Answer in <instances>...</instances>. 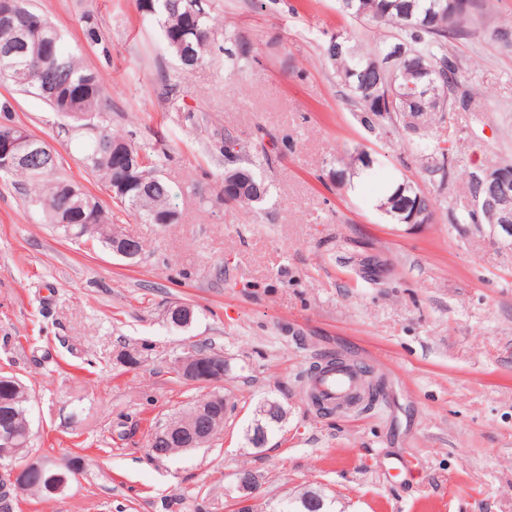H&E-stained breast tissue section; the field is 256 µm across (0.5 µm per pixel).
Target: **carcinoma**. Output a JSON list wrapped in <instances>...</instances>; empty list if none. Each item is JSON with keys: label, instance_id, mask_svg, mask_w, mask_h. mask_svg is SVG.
<instances>
[{"label": "carcinoma", "instance_id": "cac0c4a2", "mask_svg": "<svg viewBox=\"0 0 512 512\" xmlns=\"http://www.w3.org/2000/svg\"><path fill=\"white\" fill-rule=\"evenodd\" d=\"M11 10L27 17L29 30L20 34L14 26L0 23V82L9 84L22 94L44 101L64 118V125L80 127L71 134L60 130L57 135L78 140L85 167L98 176L105 189L112 190V177L118 174L112 164V140L106 129L108 108L99 72L85 67L68 47L64 35L43 14L30 5V0H0ZM194 0H137L143 21L155 25L166 49L178 64L188 69L196 67L210 56L224 54L231 70L249 56V48L238 38H220L210 12V5L193 9ZM338 12L355 21L376 22L390 30L387 41L360 48L346 27L332 33L323 47V55L334 67L336 83L345 100L358 112L360 123L376 131L386 126L409 130L426 141L416 142L426 170L442 176L448 174V164L454 147L439 138H427L437 116L455 108L466 109L471 101L468 86L462 80L458 58L448 51V40L472 34L471 26L488 8V0H336ZM396 45L405 48L403 57L390 60ZM54 84L68 92V97L52 101L44 97L40 87ZM236 138L226 134L219 152L224 154V173L237 171L243 181V192H230L221 187L226 202L257 208L269 195L266 181L253 169V164L240 159ZM134 155L144 158L138 181L122 197L113 202L122 210L155 223V215L171 211L172 187L149 163L150 155L131 146ZM33 165L40 170L30 172L16 168H0L6 176L39 178L50 174L56 164L42 156ZM373 161L364 150L350 156L344 168L329 172L330 180L344 185L357 167L367 170ZM392 186L373 207L393 221L403 223L409 212L417 210L435 220V200L414 182L394 174ZM471 197L484 201L487 186L480 172L468 173ZM33 201L44 212L50 224L62 225L76 238L87 236L111 249L112 212L102 200L67 179H57L37 186ZM15 402L16 414L12 425L18 435L27 432L26 414L29 400L23 393L0 384V402ZM45 471L31 472V490L42 496L64 493L69 482L49 486V476L62 472L71 476L51 459H45ZM323 497L310 491L290 506L286 512H323Z\"/></svg>", "mask_w": 512, "mask_h": 512}]
</instances>
